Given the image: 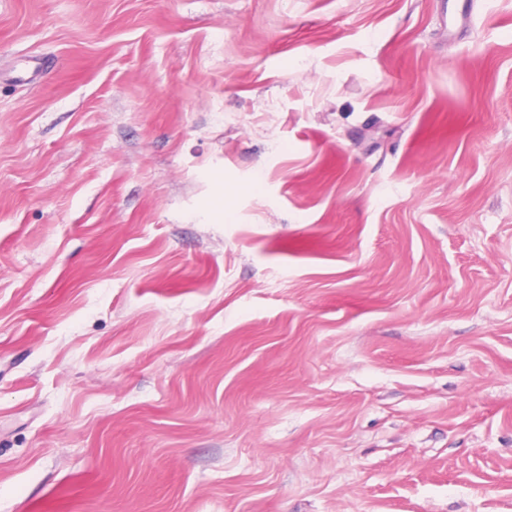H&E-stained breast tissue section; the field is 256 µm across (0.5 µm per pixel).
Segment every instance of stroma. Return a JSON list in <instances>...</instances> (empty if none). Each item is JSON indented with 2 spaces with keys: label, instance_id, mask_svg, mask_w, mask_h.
Wrapping results in <instances>:
<instances>
[{
  "label": "stroma",
  "instance_id": "35a3bbf8",
  "mask_svg": "<svg viewBox=\"0 0 512 512\" xmlns=\"http://www.w3.org/2000/svg\"><path fill=\"white\" fill-rule=\"evenodd\" d=\"M0 512H512V0H0Z\"/></svg>",
  "mask_w": 512,
  "mask_h": 512
}]
</instances>
